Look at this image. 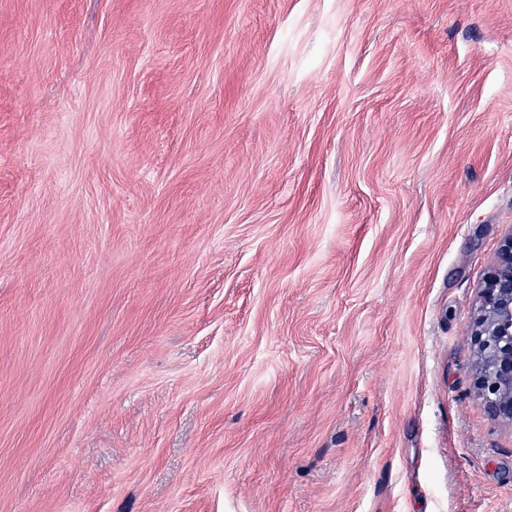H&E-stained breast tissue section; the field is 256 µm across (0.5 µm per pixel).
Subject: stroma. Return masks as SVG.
<instances>
[{
	"mask_svg": "<svg viewBox=\"0 0 512 512\" xmlns=\"http://www.w3.org/2000/svg\"><path fill=\"white\" fill-rule=\"evenodd\" d=\"M511 236L512 0H0V512H512ZM470 336L481 403L491 418L512 421V236L502 244L480 288Z\"/></svg>",
	"mask_w": 512,
	"mask_h": 512,
	"instance_id": "35a3bbf8",
	"label": "stroma"
}]
</instances>
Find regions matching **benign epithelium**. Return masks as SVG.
<instances>
[{
	"label": "benign epithelium",
	"instance_id": "7a95c632",
	"mask_svg": "<svg viewBox=\"0 0 512 512\" xmlns=\"http://www.w3.org/2000/svg\"><path fill=\"white\" fill-rule=\"evenodd\" d=\"M470 336L481 403L491 418L512 421V236L502 244L480 288Z\"/></svg>",
	"mask_w": 512,
	"mask_h": 512
}]
</instances>
